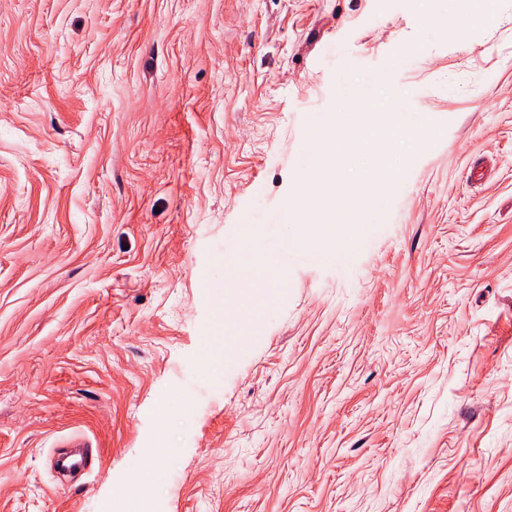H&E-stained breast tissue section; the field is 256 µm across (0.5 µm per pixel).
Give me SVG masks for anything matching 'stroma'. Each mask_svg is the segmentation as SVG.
<instances>
[{
	"mask_svg": "<svg viewBox=\"0 0 512 512\" xmlns=\"http://www.w3.org/2000/svg\"><path fill=\"white\" fill-rule=\"evenodd\" d=\"M452 17L0 0V512H512V0ZM371 79L437 134L395 145L352 262L281 251L262 300L222 259L240 225L286 236L314 121ZM222 331V325L219 324L216 326L212 336H209V346L200 354L198 359L199 366L202 369H206L211 362L221 358H224V361H227L225 357V348H223V341L221 336H219L222 334Z\"/></svg>",
	"mask_w": 512,
	"mask_h": 512,
	"instance_id": "35a3bbf8",
	"label": "stroma"
}]
</instances>
